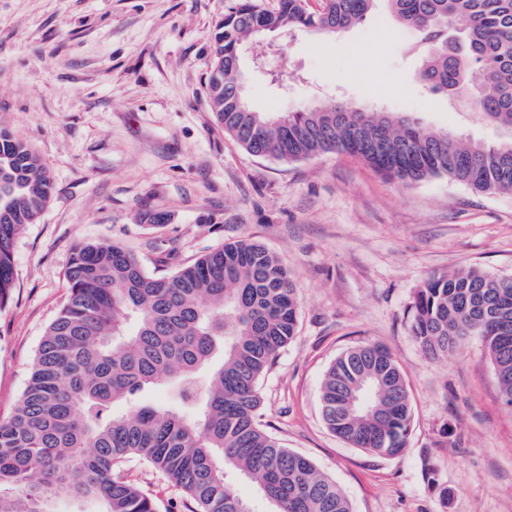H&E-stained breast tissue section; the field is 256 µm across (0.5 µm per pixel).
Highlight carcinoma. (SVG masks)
Here are the masks:
<instances>
[{"instance_id": "cac0c4a2", "label": "carcinoma", "mask_w": 512, "mask_h": 512, "mask_svg": "<svg viewBox=\"0 0 512 512\" xmlns=\"http://www.w3.org/2000/svg\"><path fill=\"white\" fill-rule=\"evenodd\" d=\"M385 2L418 33L420 77L434 92L512 133V0H236L216 26L207 78L224 133L255 156L284 162L341 153L403 185L446 177L482 193L512 192V138L496 146L436 131L418 119L345 102L264 114L233 103L236 66L260 27L337 34ZM53 183L41 159L0 124V307L12 288V244L44 211ZM69 293L39 345L28 385L0 421V512H51L58 497H95L103 512H159L120 464L138 459L196 504L193 512H252L227 480L250 479L273 512H351L336 483L259 423L257 383L296 337L293 277L265 246L226 243L169 275L148 272L112 241L73 252ZM424 352L446 355L474 337L512 406V277L469 267L431 274L410 306ZM177 403L138 402L145 391ZM132 413H120L121 405ZM328 428L356 448L404 452L412 407L386 347L340 354L321 388Z\"/></svg>"}]
</instances>
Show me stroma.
Wrapping results in <instances>:
<instances>
[{"mask_svg":"<svg viewBox=\"0 0 512 512\" xmlns=\"http://www.w3.org/2000/svg\"><path fill=\"white\" fill-rule=\"evenodd\" d=\"M234 2L0 0V120L55 185L12 247L0 421L67 300L77 245L114 241L170 274L249 239L288 267L299 302L297 336L259 383L263 427L334 479L352 512H512V408L489 356L474 338L426 354L409 313L430 273L476 266L512 277V194L444 177L405 186L345 154L285 163L248 153L217 128L206 96L215 27ZM415 40L379 13L337 35L267 38L248 98L259 112L338 100L499 143L501 129L420 82ZM154 212L165 222L147 221ZM368 343L392 352L413 406L395 457L351 446L322 418L327 369ZM123 468L162 512H192L156 470Z\"/></svg>","mask_w":512,"mask_h":512,"instance_id":"obj_1","label":"stroma"}]
</instances>
